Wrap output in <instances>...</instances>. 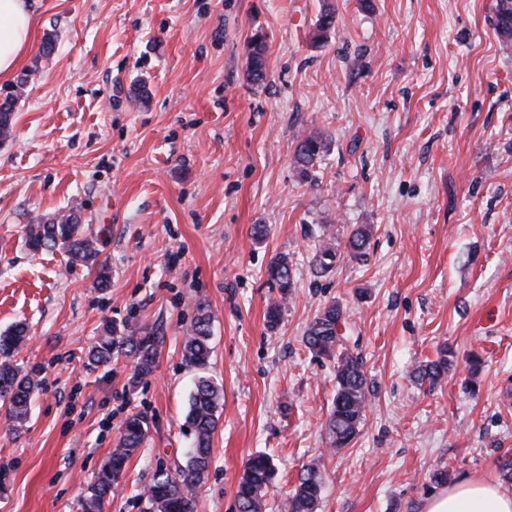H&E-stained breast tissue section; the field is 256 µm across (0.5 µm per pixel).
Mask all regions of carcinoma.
Instances as JSON below:
<instances>
[{
    "label": "carcinoma",
    "mask_w": 512,
    "mask_h": 512,
    "mask_svg": "<svg viewBox=\"0 0 512 512\" xmlns=\"http://www.w3.org/2000/svg\"><path fill=\"white\" fill-rule=\"evenodd\" d=\"M335 13L324 6L316 23V39L327 38L333 29ZM495 28L506 40H512V0H497ZM263 41L255 40L251 50L247 75L253 81L263 79L265 69ZM17 93L12 92L0 103V139H6L12 131V115ZM325 138L320 134L304 136L296 146L294 161L301 174L325 151ZM371 230L365 226L355 229L346 244L348 255L359 259ZM25 245L29 251L58 250L67 257V266H85L96 273L95 286L109 287L111 271L106 261L100 259V251L92 237L84 234V225L75 213L32 224L25 230ZM340 261L335 247L327 243L313 257V270L317 277L334 271ZM268 280L278 288L281 298L293 294L294 280L288 257L281 255L271 259L267 268ZM343 312L339 305L331 303L317 315L304 336L305 346L318 357L336 359V394L327 422L331 447L342 449L357 435L364 417L367 379L360 358L340 350L342 337L339 327ZM28 326L19 322L0 332V401L5 410L9 429L18 434L30 417L34 395L43 387L39 371L27 367L20 354L28 339ZM163 343L159 332L148 328H134L125 323L121 326L107 323L101 334L88 350L87 365L97 368L112 364L119 355L130 359L133 373L131 382L137 383L150 375L156 363L158 350ZM213 347L211 343V315L208 306L196 303V314L187 331L184 342V359L192 367L207 368ZM448 371V351H438L437 359L415 368L413 375L419 384L434 386ZM224 398L223 387L210 377L198 378L188 400L184 426L193 437V448L188 452L184 467L174 473L157 471L152 482L141 494L148 505V512H196L194 489L208 472L211 461V442L218 423L217 413ZM147 430L146 417L132 412L123 422L120 437L108 460L100 467L88 486V494L82 500V512H103L104 505L119 483L130 458L142 448ZM276 469L273 459L264 454L248 461L237 485L236 500L239 512H265L266 490L272 483ZM322 481L320 466L311 464L301 474L298 484L287 499V512H316L321 498Z\"/></svg>",
    "instance_id": "1"
}]
</instances>
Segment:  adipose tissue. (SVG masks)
Listing matches in <instances>:
<instances>
[{
	"instance_id": "adipose-tissue-1",
	"label": "adipose tissue",
	"mask_w": 512,
	"mask_h": 512,
	"mask_svg": "<svg viewBox=\"0 0 512 512\" xmlns=\"http://www.w3.org/2000/svg\"><path fill=\"white\" fill-rule=\"evenodd\" d=\"M30 0H0V82H8L33 44ZM421 512H512V489L481 478L461 481L428 497Z\"/></svg>"
}]
</instances>
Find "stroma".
Wrapping results in <instances>:
<instances>
[{"label": "stroma", "instance_id": "35a3bbf8", "mask_svg": "<svg viewBox=\"0 0 512 512\" xmlns=\"http://www.w3.org/2000/svg\"><path fill=\"white\" fill-rule=\"evenodd\" d=\"M30 80L0 144V331L18 321L43 388L23 432L0 413V512H81L125 417L146 442L104 512H143L158 469L184 465L196 371L182 341L205 302L224 400L196 512H237L252 455L273 457L268 512L319 463L317 512H420L441 486L501 482L512 452V43L496 0H36ZM336 22L315 41L325 4ZM54 50L43 56L42 44ZM266 75L250 81L254 39ZM327 148L308 176L298 142ZM70 211L112 270L30 252L24 228ZM267 234L255 239L253 228ZM372 228L363 260L312 273L323 240ZM287 256L295 282H268ZM368 380L341 450L326 422L334 364L303 338L329 303ZM281 304V321L266 313ZM158 330L154 372L94 370L102 324ZM447 347L435 387L412 372ZM482 365L471 374L469 358ZM325 138L320 134L304 136L296 146L294 161L304 176L325 151ZM268 280L278 288L282 299L293 294L294 280L287 256L281 255L271 259L267 268Z\"/></svg>", "mask_w": 512, "mask_h": 512}]
</instances>
